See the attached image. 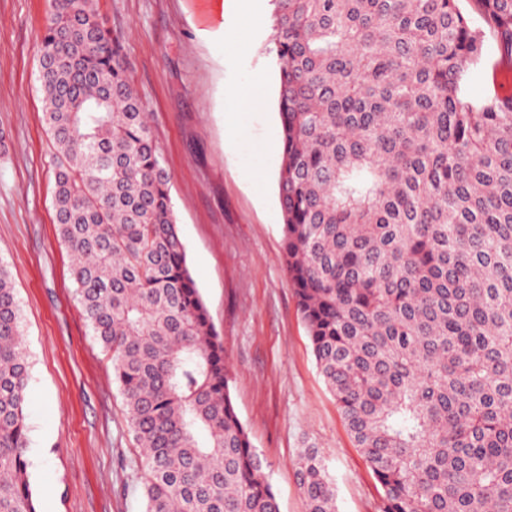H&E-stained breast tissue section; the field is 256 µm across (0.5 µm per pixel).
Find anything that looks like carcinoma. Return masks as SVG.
I'll return each instance as SVG.
<instances>
[{"label":"carcinoma","mask_w":512,"mask_h":512,"mask_svg":"<svg viewBox=\"0 0 512 512\" xmlns=\"http://www.w3.org/2000/svg\"><path fill=\"white\" fill-rule=\"evenodd\" d=\"M284 270L380 512H512V102L464 89L460 0H272ZM512 57V0H476ZM58 234L112 357L145 512H280L187 265L171 174L93 0H51L40 54ZM29 360L0 266V512H38ZM307 512H337L313 443Z\"/></svg>","instance_id":"obj_1"}]
</instances>
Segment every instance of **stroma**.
<instances>
[{
	"instance_id": "1",
	"label": "stroma",
	"mask_w": 512,
	"mask_h": 512,
	"mask_svg": "<svg viewBox=\"0 0 512 512\" xmlns=\"http://www.w3.org/2000/svg\"><path fill=\"white\" fill-rule=\"evenodd\" d=\"M172 174L189 270L224 341L237 414L280 512H305L297 456L315 443L338 512H377L381 488L327 390L284 271L277 64L271 0H98ZM50 0H0V266L16 291L30 362V482L39 512H143L145 480L112 361L75 295L53 208V148L39 91ZM465 77L477 102L501 94L492 30ZM261 74L255 83L253 74Z\"/></svg>"
}]
</instances>
